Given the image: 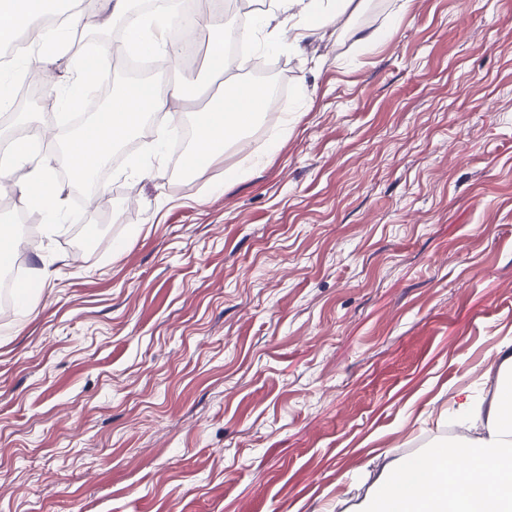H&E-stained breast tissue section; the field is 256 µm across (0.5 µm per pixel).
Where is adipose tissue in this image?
Segmentation results:
<instances>
[{
  "label": "adipose tissue",
  "mask_w": 512,
  "mask_h": 512,
  "mask_svg": "<svg viewBox=\"0 0 512 512\" xmlns=\"http://www.w3.org/2000/svg\"><path fill=\"white\" fill-rule=\"evenodd\" d=\"M65 0H0V44L26 36L33 50H59L66 32L83 28L82 11L65 12L60 25L47 27L43 17L64 12ZM354 0H269L266 10L253 20L256 27L279 30L290 27L296 39L316 25L351 13ZM109 18L127 20L131 41L145 54L165 55L172 68H179L181 55L169 32L181 17L180 0H159L146 15L133 11V0H105ZM72 87L59 94L71 112L83 111V87L98 83L108 74L98 60L79 55L73 64ZM182 97L181 85L131 83L114 94L108 106L93 113L66 143L70 177L82 183L106 167L120 141L134 132L144 118L155 112L171 111ZM269 106L261 90L229 80L224 95L215 104L195 114L197 142L186 157L189 169L197 170L223 156ZM42 132L13 139L9 157L0 162V191L19 189L30 201L57 219L56 203L63 193L48 160L39 156ZM495 371L487 372L490 398L472 395L456 400L451 415L457 425L481 426L473 439L449 443L420 457L406 460L391 451L380 452V464L372 484L348 512H512V340L504 345ZM494 467L496 481L484 479V470Z\"/></svg>",
  "instance_id": "adipose-tissue-1"
}]
</instances>
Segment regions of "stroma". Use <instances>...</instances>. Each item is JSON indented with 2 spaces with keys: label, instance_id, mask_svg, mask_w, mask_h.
Here are the masks:
<instances>
[{
  "label": "stroma",
  "instance_id": "stroma-1",
  "mask_svg": "<svg viewBox=\"0 0 512 512\" xmlns=\"http://www.w3.org/2000/svg\"><path fill=\"white\" fill-rule=\"evenodd\" d=\"M267 4L229 0L214 22L244 35L230 76L273 68L283 111L197 172L171 146L222 94L202 60L183 64L174 112L99 172L106 207L70 180L60 100L25 97L0 125V144L25 115L54 131L64 186L57 224L0 193V220L35 235L28 305L0 317V512H344L378 452L454 441L439 412L497 367L512 0H364L298 53L288 31L269 53L248 30ZM124 31L79 30L29 73L69 84L82 44Z\"/></svg>",
  "mask_w": 512,
  "mask_h": 512
}]
</instances>
